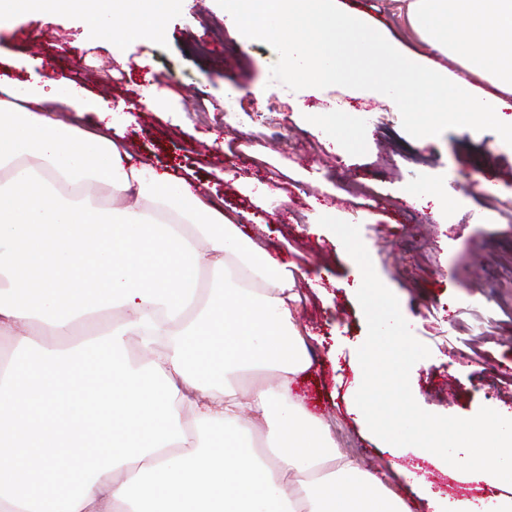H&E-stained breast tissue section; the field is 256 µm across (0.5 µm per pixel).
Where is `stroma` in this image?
I'll return each instance as SVG.
<instances>
[{"label":"stroma","instance_id":"1","mask_svg":"<svg viewBox=\"0 0 512 512\" xmlns=\"http://www.w3.org/2000/svg\"><path fill=\"white\" fill-rule=\"evenodd\" d=\"M338 4L365 13L384 42L423 52L396 0ZM243 37L242 27L226 23L224 0H181L159 34L125 41L90 31L77 14L25 12L0 29V82L51 79L92 99L132 105L134 121L120 113L114 121L136 157L157 171L191 176L202 193L223 199L225 213H249L247 235L264 238L276 257L319 278L316 289L303 278L295 285L312 367L294 391L332 423L339 448L384 476L408 512H431L427 484L449 500L469 498L491 510L512 496V484L395 456L358 420L357 350L367 322L353 269L334 233L304 218L319 206L343 221L358 213L377 276L430 350L427 364L410 373L421 408L469 418L485 406L512 418V144L499 137L512 114L467 131L451 123L421 137L367 81L374 59L352 56L335 89L355 106L335 114L357 146L338 151L320 122L332 111L331 96L313 92L300 112L273 90L256 98L253 87L276 69L280 51L265 39L243 44ZM152 88L161 96L150 108L140 99ZM232 90L239 97L230 109L225 99ZM362 106L380 123L361 121ZM254 181L276 190L266 208L248 191ZM433 182L446 184L456 199L452 217H434L432 203L407 202L410 187Z\"/></svg>","mask_w":512,"mask_h":512}]
</instances>
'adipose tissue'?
I'll return each mask as SVG.
<instances>
[{
    "instance_id": "obj_1",
    "label": "adipose tissue",
    "mask_w": 512,
    "mask_h": 512,
    "mask_svg": "<svg viewBox=\"0 0 512 512\" xmlns=\"http://www.w3.org/2000/svg\"><path fill=\"white\" fill-rule=\"evenodd\" d=\"M174 2L0 0V28L23 10H68L122 39L161 26ZM225 12L280 46L254 94L297 104L380 40L337 0H225ZM406 19L461 66L389 45L399 74L373 78L410 127L426 136L503 111L512 0H407ZM58 101L90 109L51 82L0 96V512H407L294 392L311 366L296 271L190 177L138 162L108 103L82 127L50 117ZM206 270L226 285L202 298ZM102 316L106 328L57 347L74 321ZM134 337L140 367L125 354ZM254 434L272 459L240 445Z\"/></svg>"
}]
</instances>
